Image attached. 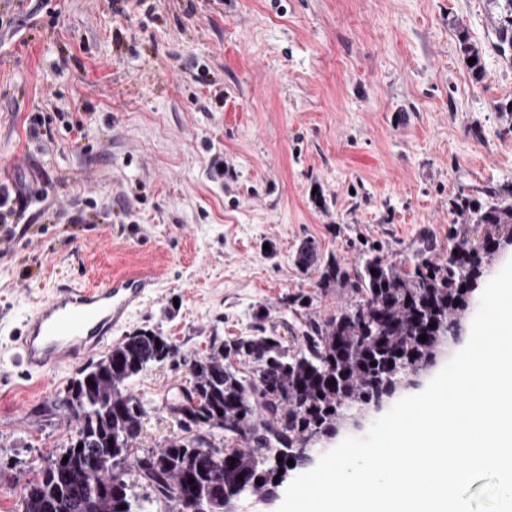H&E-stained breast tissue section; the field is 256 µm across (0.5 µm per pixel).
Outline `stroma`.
Wrapping results in <instances>:
<instances>
[{
	"label": "stroma",
	"instance_id": "35a3bbf8",
	"mask_svg": "<svg viewBox=\"0 0 512 512\" xmlns=\"http://www.w3.org/2000/svg\"><path fill=\"white\" fill-rule=\"evenodd\" d=\"M482 54L476 78L460 51ZM488 0H0V183L41 182L0 226V512L74 433L58 399L77 365L29 376L11 348L58 283L147 273L150 301L113 342L167 336L177 359L131 388L136 456L180 431L188 361L243 336L301 347L352 304L323 264L409 260L459 240V194L512 183V64ZM221 161L224 173L212 175ZM311 245L317 263L300 269ZM476 307L392 397L314 440L363 437L467 343Z\"/></svg>",
	"mask_w": 512,
	"mask_h": 512
}]
</instances>
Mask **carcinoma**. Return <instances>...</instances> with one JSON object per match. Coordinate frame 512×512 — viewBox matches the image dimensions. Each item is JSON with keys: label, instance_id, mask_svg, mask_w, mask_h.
<instances>
[{"label": "carcinoma", "instance_id": "1", "mask_svg": "<svg viewBox=\"0 0 512 512\" xmlns=\"http://www.w3.org/2000/svg\"><path fill=\"white\" fill-rule=\"evenodd\" d=\"M491 2L493 48L512 62V0ZM459 42L462 54L476 59L471 68L483 76L480 49L463 35ZM505 193L512 196V187L487 189L482 201L457 196L455 207L466 217L463 236L443 260H433L435 245L426 236L408 266L378 255L351 272L334 261L323 265L320 287L349 286L359 299L321 322H309L300 349L290 353L274 336H245L191 361V387L174 407L183 434L145 455L146 468L141 458L129 459L144 415L131 383L150 365L175 358L177 347L155 332L126 336L79 370L60 397L76 428L55 460L68 461L59 470L48 463L22 483V512H146L127 481L129 466L156 498L189 512L196 505L222 512L226 494L274 487L288 460L306 463L298 449L331 434L347 409L372 403L395 378L430 363L468 307L481 256L492 254L487 245L500 241L505 227L512 234V204L500 201ZM471 225L483 229L477 245L467 238ZM236 361L249 362V373L235 367ZM194 427L221 429L246 447L216 448L191 433ZM109 455L112 470L92 467L93 460Z\"/></svg>", "mask_w": 512, "mask_h": 512}]
</instances>
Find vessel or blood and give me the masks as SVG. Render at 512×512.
<instances>
[{
  "label": "vessel or blood",
  "mask_w": 512,
  "mask_h": 512,
  "mask_svg": "<svg viewBox=\"0 0 512 512\" xmlns=\"http://www.w3.org/2000/svg\"><path fill=\"white\" fill-rule=\"evenodd\" d=\"M152 286L150 276L130 274L82 288H54L19 329L18 348L28 372L79 363L105 348Z\"/></svg>",
  "instance_id": "b4317fda"
}]
</instances>
